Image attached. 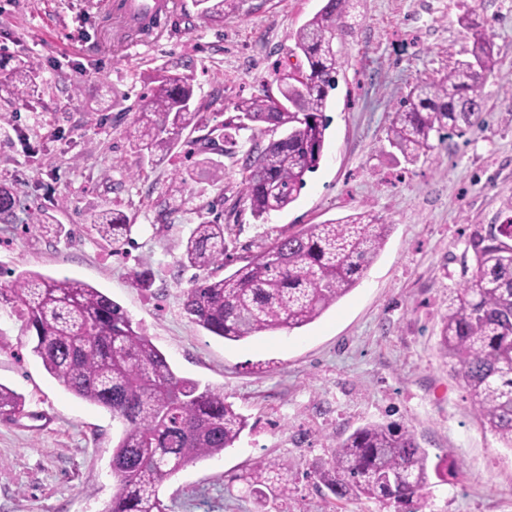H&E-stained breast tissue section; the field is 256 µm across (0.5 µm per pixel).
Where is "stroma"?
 <instances>
[{
  "label": "stroma",
  "mask_w": 512,
  "mask_h": 512,
  "mask_svg": "<svg viewBox=\"0 0 512 512\" xmlns=\"http://www.w3.org/2000/svg\"><path fill=\"white\" fill-rule=\"evenodd\" d=\"M326 0H243L224 20H202L195 0L147 36L128 38L101 0H0V59L28 58L41 92L0 99V183L16 198L0 219V266L77 278L129 314L178 376L223 389L248 428L221 456L165 482L168 512H257L238 476L254 462L289 461L287 496L266 512H512V451L484 430L440 352L448 294L461 278L467 227L499 223L512 198V0H354L335 44L345 64L330 94L324 158L297 201L255 220L241 198V158L214 154L223 181L176 170L174 150L140 164L129 137L145 78L168 67L191 76L200 138L256 95L278 96L298 64L293 33ZM475 12L494 34L499 71L486 85L482 126L438 145L431 159L394 160L386 140L394 106L417 81L446 73L470 42L457 19ZM103 207L125 212L130 241L112 250L90 228ZM369 212L388 226L361 282L313 323L245 342L216 337L186 317L191 271L179 259L194 224L228 225L233 266L276 237ZM62 232L32 231L40 214ZM152 275L150 290L134 275ZM0 384L24 401L0 420V512H104L121 424L64 390L20 340L0 305ZM409 425L430 455L453 464L406 503L336 500L315 468L365 423Z\"/></svg>",
  "instance_id": "obj_1"
}]
</instances>
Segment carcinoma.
<instances>
[{"instance_id":"carcinoma-1","label":"carcinoma","mask_w":512,"mask_h":512,"mask_svg":"<svg viewBox=\"0 0 512 512\" xmlns=\"http://www.w3.org/2000/svg\"><path fill=\"white\" fill-rule=\"evenodd\" d=\"M241 0H197L201 17L215 21L238 10ZM353 0H327L293 34L295 50L307 67L280 78L281 98L256 96L236 105L217 138L224 155L241 148L240 132L256 123L282 128V136L259 151L245 153L242 199L253 217L265 219L295 202L306 176L319 168L330 125V92L343 61L334 51L337 33ZM472 43L471 58L455 63L440 77L417 82L392 113L389 146L407 163L432 155L433 140L464 136L480 126L485 86L496 76L494 34L473 12L458 17ZM157 86L141 99V119L130 133L136 153L152 163L179 143L202 156L214 182L224 169L205 156L214 139L202 144L181 140L196 124L191 79L158 70ZM30 60L0 73V92L29 103L40 92ZM502 224H471L466 240L470 262L453 289L442 319L440 350L450 360L484 426L512 450V199L504 204ZM100 239L116 245L131 231L129 218L106 208L90 218ZM387 225L369 213L324 224H309L279 236L259 255L226 276L196 275L184 292L190 321L228 341L260 333L294 330L323 315L361 281L383 249ZM224 225L201 222L187 238L183 268H224ZM0 277L24 317L22 333L32 337L31 352L47 373L73 395L104 407L119 419L121 435L112 449L116 490L104 512H167L159 488L179 470L234 447L248 419L224 400V391L178 376L164 354L133 323L123 307L93 286L74 278L55 279L37 272L0 267ZM23 411L21 397L0 384V417ZM290 464L261 461L239 476L259 505L269 496L288 495ZM447 461L430 465L413 430L400 422H369L340 440L330 460L315 471L338 499L407 501Z\"/></svg>"}]
</instances>
